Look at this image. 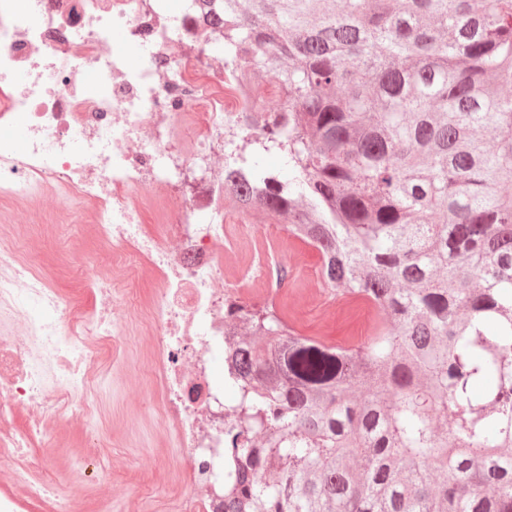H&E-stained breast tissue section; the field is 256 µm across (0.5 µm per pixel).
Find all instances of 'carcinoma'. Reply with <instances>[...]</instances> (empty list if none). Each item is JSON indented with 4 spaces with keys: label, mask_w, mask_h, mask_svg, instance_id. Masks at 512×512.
Instances as JSON below:
<instances>
[{
    "label": "carcinoma",
    "mask_w": 512,
    "mask_h": 512,
    "mask_svg": "<svg viewBox=\"0 0 512 512\" xmlns=\"http://www.w3.org/2000/svg\"><path fill=\"white\" fill-rule=\"evenodd\" d=\"M203 2L224 64L280 90L224 192L382 321L329 347L224 300V512H512V0Z\"/></svg>",
    "instance_id": "carcinoma-1"
}]
</instances>
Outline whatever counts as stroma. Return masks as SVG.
I'll list each match as a JSON object with an SVG mask.
<instances>
[{
  "instance_id": "obj_1",
  "label": "stroma",
  "mask_w": 512,
  "mask_h": 512,
  "mask_svg": "<svg viewBox=\"0 0 512 512\" xmlns=\"http://www.w3.org/2000/svg\"><path fill=\"white\" fill-rule=\"evenodd\" d=\"M98 209L84 204L71 218L38 201L0 199V238L21 242L27 257L36 259L51 288L78 298L84 309L100 307L97 289L76 272L88 262L100 269L112 266V249L96 230ZM256 239L237 241L234 251L247 256L262 244V261L275 260L293 272L283 301L295 331L326 345L359 344L371 334L362 301L340 306L320 276L317 251L284 231L261 211L244 216ZM98 367L105 378L99 396L95 436L84 427L53 429L46 441L52 463L63 475V493L81 508L95 512L97 480L84 465L91 459H112V502L106 512H175L173 490L178 462L170 434L156 410L160 380L150 337L131 327L128 336L102 352Z\"/></svg>"
}]
</instances>
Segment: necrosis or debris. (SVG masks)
I'll list each match as a JSON object with an SVG mask.
<instances>
[{"mask_svg":"<svg viewBox=\"0 0 512 512\" xmlns=\"http://www.w3.org/2000/svg\"><path fill=\"white\" fill-rule=\"evenodd\" d=\"M215 38L198 9L176 13L166 0H0V198L50 192L67 212L95 202L114 256L109 271L84 268L102 296L90 318L18 244L0 245V318L17 324L0 337V465L19 477L0 512H16L21 497L69 512L50 452L34 442L50 424L92 422L98 356L132 321L159 356L180 512H224V398L211 364L224 356V299L238 271L217 246L252 232L224 221V140L252 95L223 56L205 53ZM158 185L177 195L151 234L142 212ZM139 259L159 281L144 307L118 290Z\"/></svg>","mask_w":512,"mask_h":512,"instance_id":"necrosis-or-debris-1","label":"necrosis or debris"}]
</instances>
